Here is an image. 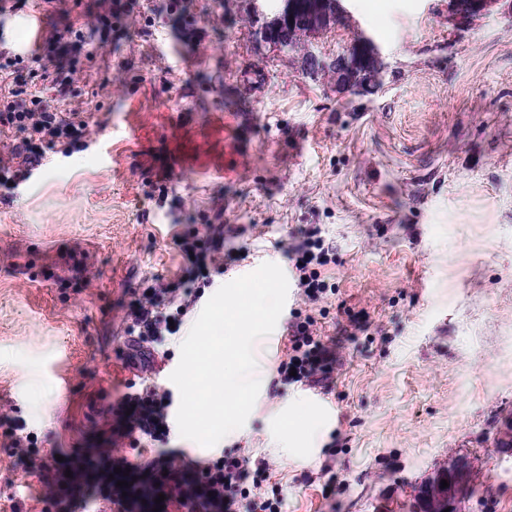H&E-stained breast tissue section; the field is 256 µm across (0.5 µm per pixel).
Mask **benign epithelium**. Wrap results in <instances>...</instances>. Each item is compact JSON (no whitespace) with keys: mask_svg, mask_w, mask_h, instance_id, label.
I'll return each instance as SVG.
<instances>
[{"mask_svg":"<svg viewBox=\"0 0 512 512\" xmlns=\"http://www.w3.org/2000/svg\"><path fill=\"white\" fill-rule=\"evenodd\" d=\"M346 0H279L275 14L268 15L266 0H252V13L263 17L260 39L280 53L305 45L303 67L315 78H332L347 91L367 93L383 85L387 64L380 47L367 35L358 33L347 50L328 58L319 50L317 39L333 25H350ZM499 0H451L452 15L466 19L489 10ZM449 486L441 487V481ZM470 462L459 458L438 468L414 493V512H463L472 495Z\"/></svg>","mask_w":512,"mask_h":512,"instance_id":"obj_1","label":"benign epithelium"}]
</instances>
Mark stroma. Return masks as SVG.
I'll use <instances>...</instances> for the list:
<instances>
[{"mask_svg": "<svg viewBox=\"0 0 512 512\" xmlns=\"http://www.w3.org/2000/svg\"><path fill=\"white\" fill-rule=\"evenodd\" d=\"M118 2L104 40L100 0L0 11V51L26 61L28 9L43 32L83 33L72 105L93 123L0 192V409L44 454L106 447L109 407L141 374L123 354L127 305L186 279L179 239L223 225L225 248H246L233 270L263 259L292 283L282 249L314 232L334 291L285 308L335 340L341 418L280 380L262 337L245 425L168 447L266 459L281 512H408L413 488L463 457L466 512H512V455L495 445L512 417V5L460 23L448 0H347L353 25L319 47L342 53L360 31L381 47L384 84L358 94L257 39L249 0ZM219 113L235 121L227 145L207 136ZM189 138L236 174L175 163ZM39 483L0 443V512H46Z\"/></svg>", "mask_w": 512, "mask_h": 512, "instance_id": "35a3bbf8", "label": "stroma"}]
</instances>
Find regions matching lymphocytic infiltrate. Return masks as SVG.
Returning a JSON list of instances; mask_svg holds the SVG:
<instances>
[{
	"label": "lymphocytic infiltrate",
	"mask_w": 512,
	"mask_h": 512,
	"mask_svg": "<svg viewBox=\"0 0 512 512\" xmlns=\"http://www.w3.org/2000/svg\"><path fill=\"white\" fill-rule=\"evenodd\" d=\"M0 72L12 76L14 82L0 97V133L8 131L17 137L8 158L0 159V187L12 190L38 166L43 148L64 140L77 143L86 137L90 125L79 112L62 111L41 97L23 100L26 81L18 73V62L2 52ZM330 252L324 240L313 233L286 252L308 299H317L328 289L320 268L327 265ZM197 301V293L189 288H155L132 302L130 346L139 351L144 371L152 369L149 345L177 335ZM335 366L336 347L319 334L315 317L289 321L284 356L275 367L282 380L325 387ZM169 397V392L155 383L124 393L112 407L121 437L157 444L140 468L139 482L118 487L111 477L112 451L101 448L96 458L86 459L70 474H57L45 483L42 501L51 504L55 512H85L97 501L109 512H280L278 502L260 492L270 478V465L264 458L245 462L222 455L191 460L182 449L168 447L173 429ZM19 429L15 419L0 415V436L29 474L41 473L47 462Z\"/></svg>",
	"instance_id": "lymphocytic-infiltrate-1"
}]
</instances>
